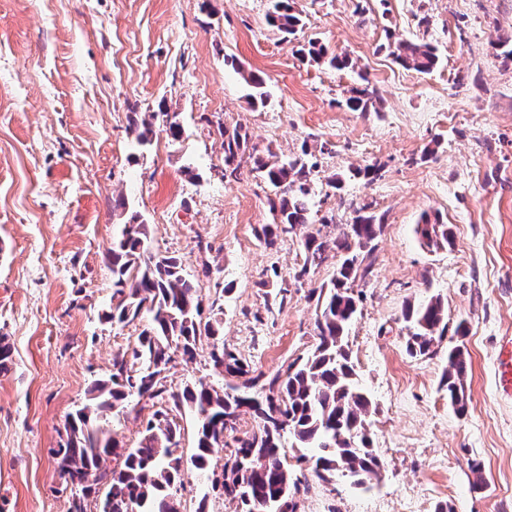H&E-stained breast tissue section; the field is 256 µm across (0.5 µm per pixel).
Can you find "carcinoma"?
I'll use <instances>...</instances> for the list:
<instances>
[{
    "instance_id": "cac0c4a2",
    "label": "carcinoma",
    "mask_w": 512,
    "mask_h": 512,
    "mask_svg": "<svg viewBox=\"0 0 512 512\" xmlns=\"http://www.w3.org/2000/svg\"><path fill=\"white\" fill-rule=\"evenodd\" d=\"M267 23L285 42L304 26L301 14L290 0H271ZM312 63L343 70L350 65L345 55H327L316 41L300 50ZM396 63L405 69L430 73L440 65L436 49L423 41H400L391 47ZM253 88V106L266 104L268 94L258 75L246 78ZM376 90L366 85L352 90L345 104L352 111L368 112L374 107ZM224 137V175L237 176V157L248 147L242 127L219 125ZM308 151L288 161L273 152L250 154L253 171L272 188L271 205L279 222L263 227L267 244L289 234V230L313 223L312 171L317 164L307 159ZM382 218L361 214L342 229L333 241L340 257L336 276L320 288L315 327L318 343L305 356L297 357L286 370L267 380L260 392H250L246 360L216 340L218 328L203 318L198 284L183 273L176 256H157L150 251L149 225L131 216L121 236L112 245V308L108 318L129 324L142 314L149 325L132 349L134 367L126 354L112 358L109 377L95 381L87 390V404L68 416L66 438L55 450L61 476L71 487L69 512H87L85 500L97 496V512H180L179 493L184 489L186 466L177 454L181 426L177 414L188 410L196 418L197 434L191 468L205 477L214 490L237 504V512H252V502L262 497L268 512H296L294 494L301 480L293 479L281 457L285 438L294 448H314L316 454H300L297 462L310 465L312 476L329 482L337 477L360 486L379 478L380 461L371 448L368 418L372 401L364 391L350 358L348 333L357 312L353 283L372 274L373 242L382 232ZM416 233L428 247L451 246L452 225L425 214ZM302 277L326 259L327 242L320 234L308 233L302 243ZM407 330L406 349L412 356H425L447 329L443 299L432 295L410 303L402 313ZM213 339L209 352L213 370L224 385L203 380L172 388L166 384L169 365L180 356L192 360L202 337ZM470 361L464 349L448 353L442 386L448 400L461 416L468 410L467 377ZM151 410L135 447L108 427L111 416L140 415ZM253 417L256 426L242 437L234 436L241 416ZM222 455L221 472L212 468L213 458ZM117 462L110 469L108 460Z\"/></svg>"
}]
</instances>
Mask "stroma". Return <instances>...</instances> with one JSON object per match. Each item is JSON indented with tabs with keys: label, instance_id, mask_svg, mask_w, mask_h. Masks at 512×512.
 I'll use <instances>...</instances> for the list:
<instances>
[{
	"label": "stroma",
	"instance_id": "35a3bbf8",
	"mask_svg": "<svg viewBox=\"0 0 512 512\" xmlns=\"http://www.w3.org/2000/svg\"><path fill=\"white\" fill-rule=\"evenodd\" d=\"M269 4L0 0V336L11 348L0 373V512H69L51 450L147 324L104 318L108 251L124 222L117 197L150 225L152 253L181 258L256 385L315 347V294L337 259L303 275L302 235L265 243L263 225L278 221L273 192L246 155L238 178H224L221 124L242 126L258 150L313 155L324 241L362 206L384 217L349 330L380 476L367 490L309 479L297 512H512V398L497 381L512 336V66L492 46L512 35V0H293L304 27L292 44L267 24ZM421 38L443 59L429 74L388 49ZM312 39L352 68L301 61ZM251 73L265 81L266 106L250 103ZM364 81L378 111L344 104ZM145 117L153 133L140 147L130 127ZM368 165L372 182L350 178ZM336 174L347 178L338 197L326 193ZM426 213L452 225L453 246L421 243ZM280 286L287 300L269 305ZM433 294L448 329L433 353L409 356L401 312ZM456 345L471 363L463 416L440 387ZM209 351L204 338L193 361L175 359L168 385L215 380ZM180 500L181 512L236 510L191 471Z\"/></svg>",
	"mask_w": 512,
	"mask_h": 512
}]
</instances>
